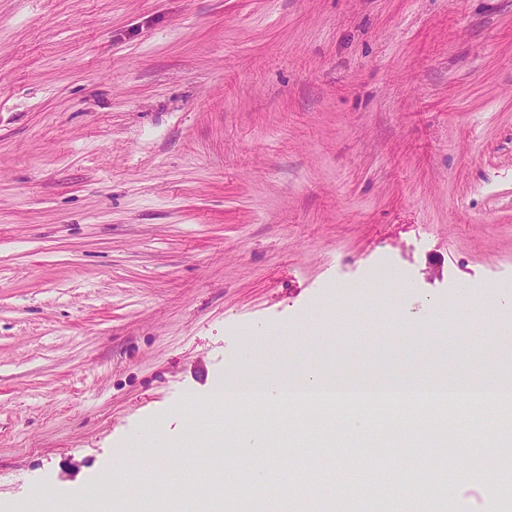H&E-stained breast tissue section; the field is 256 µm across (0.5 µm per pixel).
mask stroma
<instances>
[{"mask_svg":"<svg viewBox=\"0 0 512 512\" xmlns=\"http://www.w3.org/2000/svg\"><path fill=\"white\" fill-rule=\"evenodd\" d=\"M398 269L393 303L371 283ZM431 329L414 344L405 326ZM512 0H0V504L85 512L115 464L199 491L269 432L304 512H375L428 441L512 482L498 411L356 441L210 385L303 363L512 373ZM155 432L159 448L136 442ZM357 489L336 506L335 482Z\"/></svg>","mask_w":512,"mask_h":512,"instance_id":"35a3bbf8","label":"stroma"}]
</instances>
